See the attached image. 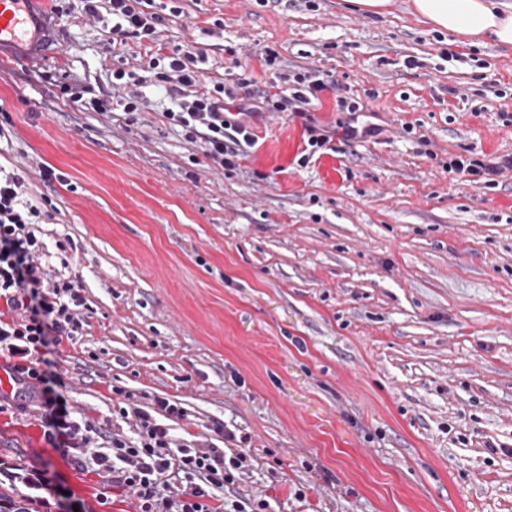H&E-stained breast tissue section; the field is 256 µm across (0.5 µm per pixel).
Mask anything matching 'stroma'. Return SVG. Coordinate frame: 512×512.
Masks as SVG:
<instances>
[{
  "label": "stroma",
  "instance_id": "obj_1",
  "mask_svg": "<svg viewBox=\"0 0 512 512\" xmlns=\"http://www.w3.org/2000/svg\"><path fill=\"white\" fill-rule=\"evenodd\" d=\"M60 4L53 55L0 59V166L56 174L28 198L84 286L82 336L48 354L74 410L106 439L122 392L170 399L176 436L249 448L225 497L274 512H512V170L488 188L440 165L512 155V50L435 31L410 0H182L159 41L202 48L213 80L269 47L281 87L305 67L333 81L310 112L332 138L307 165L303 119L267 112L229 169L168 123L157 86L133 124L61 96L111 92L141 48ZM348 90L376 136L338 135ZM40 415L0 400V461L50 485L19 487L38 512H136L44 442Z\"/></svg>",
  "mask_w": 512,
  "mask_h": 512
}]
</instances>
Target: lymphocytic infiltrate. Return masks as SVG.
<instances>
[{
  "label": "lymphocytic infiltrate",
  "instance_id": "obj_1",
  "mask_svg": "<svg viewBox=\"0 0 512 512\" xmlns=\"http://www.w3.org/2000/svg\"><path fill=\"white\" fill-rule=\"evenodd\" d=\"M83 10L95 19L104 12L111 15L113 41L136 39L148 70L170 100L164 117L223 168L234 167L254 146L249 117L286 110L306 115L318 92L328 87L314 69L299 75L289 92L266 90L243 98L240 89L255 85V76L215 82L201 66L200 50L181 45L167 52L159 44L158 25L166 17H180V6L163 15L148 11L144 0H84ZM140 82L136 72L118 69L112 73L113 93L96 95L85 84H69L65 90L74 106L131 114L150 108L137 90ZM229 99L236 103L233 120L225 114ZM28 190L22 170L0 167V357L37 396L44 442L86 471L105 473L113 487L136 498L138 512H269L271 504L263 498L220 500V491L249 467L250 452L242 448L228 457L213 439L194 434L174 438L167 421L182 417L177 403L157 397L144 408L126 394L117 414L132 432L115 430L101 446L93 436L94 425L64 402L65 381L50 375L45 353L49 346L81 335L87 324L85 297L78 278L50 268L47 247L35 227L40 211L28 201Z\"/></svg>",
  "mask_w": 512,
  "mask_h": 512
}]
</instances>
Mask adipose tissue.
<instances>
[{
  "instance_id": "obj_1",
  "label": "adipose tissue",
  "mask_w": 512,
  "mask_h": 512,
  "mask_svg": "<svg viewBox=\"0 0 512 512\" xmlns=\"http://www.w3.org/2000/svg\"><path fill=\"white\" fill-rule=\"evenodd\" d=\"M410 9L435 30L512 48V0H411Z\"/></svg>"
}]
</instances>
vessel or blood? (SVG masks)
I'll use <instances>...</instances> for the list:
<instances>
[{
  "mask_svg": "<svg viewBox=\"0 0 512 512\" xmlns=\"http://www.w3.org/2000/svg\"><path fill=\"white\" fill-rule=\"evenodd\" d=\"M38 0H0V58L42 56L53 37L48 32Z\"/></svg>",
  "mask_w": 512,
  "mask_h": 512,
  "instance_id": "vessel-or-blood-1",
  "label": "vessel or blood"
}]
</instances>
